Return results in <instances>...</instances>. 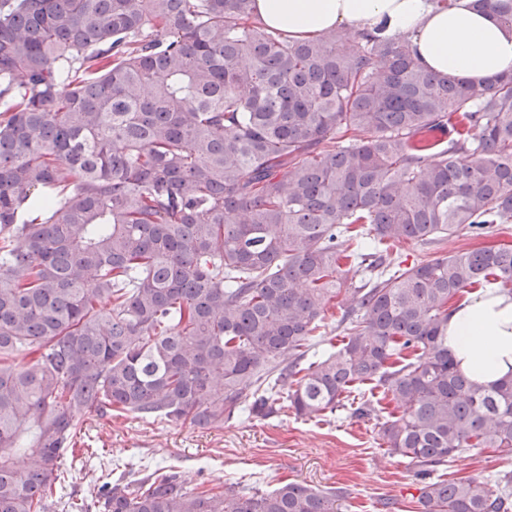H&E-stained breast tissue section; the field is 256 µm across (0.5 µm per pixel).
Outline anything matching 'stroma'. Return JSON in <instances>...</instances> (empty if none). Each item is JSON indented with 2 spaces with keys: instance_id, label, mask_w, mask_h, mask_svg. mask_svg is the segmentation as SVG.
Listing matches in <instances>:
<instances>
[{
  "instance_id": "obj_1",
  "label": "stroma",
  "mask_w": 512,
  "mask_h": 512,
  "mask_svg": "<svg viewBox=\"0 0 512 512\" xmlns=\"http://www.w3.org/2000/svg\"><path fill=\"white\" fill-rule=\"evenodd\" d=\"M491 245L512 247V223L494 225L492 233L481 237L460 233L429 244L402 243L391 248L390 257L410 264ZM354 393L372 401L380 416L360 418L347 407L320 420L277 415L202 429L89 413L83 441L64 457L70 472L65 491L87 493L110 465L119 466L130 481L171 465L192 487L270 491L293 481L344 488L343 512H415L414 473L379 437L382 418L394 412V401L369 385L356 386ZM503 470H512V456L486 448L449 463L445 472L491 483Z\"/></svg>"
}]
</instances>
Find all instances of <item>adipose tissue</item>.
<instances>
[{"instance_id":"1","label":"adipose tissue","mask_w":512,"mask_h":512,"mask_svg":"<svg viewBox=\"0 0 512 512\" xmlns=\"http://www.w3.org/2000/svg\"><path fill=\"white\" fill-rule=\"evenodd\" d=\"M254 13L266 28L298 42L352 24H381L386 35L409 39L427 71L475 84L512 73V28L474 0H456L448 9L429 0H256ZM448 349L479 385L512 379V295L488 288L453 306Z\"/></svg>"}]
</instances>
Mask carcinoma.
<instances>
[{
	"mask_svg": "<svg viewBox=\"0 0 512 512\" xmlns=\"http://www.w3.org/2000/svg\"><path fill=\"white\" fill-rule=\"evenodd\" d=\"M254 3L0 0V512H55L90 412L311 419L364 381L396 400L379 435L416 473V512H512V471L434 476L475 448L512 456V380L479 386L448 352V303L512 294V248L388 254L512 223V74L438 78L380 26L291 43ZM474 5L512 27V0ZM334 300L345 336L320 355ZM346 497L191 488L162 467L109 471L63 512Z\"/></svg>",
	"mask_w": 512,
	"mask_h": 512,
	"instance_id": "obj_1",
	"label": "carcinoma"
}]
</instances>
